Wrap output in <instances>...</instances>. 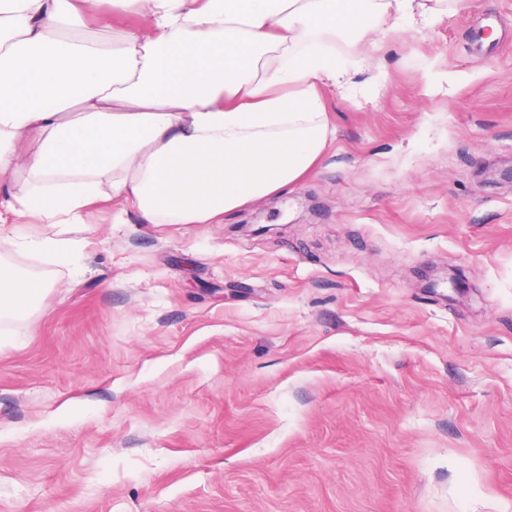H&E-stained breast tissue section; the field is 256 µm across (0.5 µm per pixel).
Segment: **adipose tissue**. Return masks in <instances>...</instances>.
Masks as SVG:
<instances>
[{"mask_svg":"<svg viewBox=\"0 0 512 512\" xmlns=\"http://www.w3.org/2000/svg\"><path fill=\"white\" fill-rule=\"evenodd\" d=\"M443 2L110 0L148 27L99 41L62 34L81 21L71 0H0V181L29 171L13 213L67 231L114 199L150 224H220L284 194L328 143L320 86L349 75L328 42L433 20ZM74 246L0 233L1 251L61 258ZM38 291L0 261L1 318Z\"/></svg>","mask_w":512,"mask_h":512,"instance_id":"1","label":"adipose tissue"}]
</instances>
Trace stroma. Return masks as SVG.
<instances>
[{
	"instance_id": "obj_1",
	"label": "stroma",
	"mask_w": 512,
	"mask_h": 512,
	"mask_svg": "<svg viewBox=\"0 0 512 512\" xmlns=\"http://www.w3.org/2000/svg\"><path fill=\"white\" fill-rule=\"evenodd\" d=\"M372 57L292 191L9 255L0 512H512V0ZM40 289L15 264L0 260V317L24 314L34 303Z\"/></svg>"
}]
</instances>
